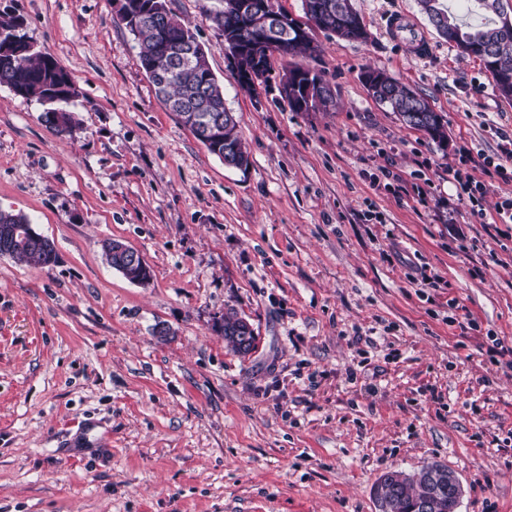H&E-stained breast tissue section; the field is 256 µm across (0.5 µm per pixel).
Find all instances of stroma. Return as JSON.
Listing matches in <instances>:
<instances>
[{"mask_svg":"<svg viewBox=\"0 0 512 512\" xmlns=\"http://www.w3.org/2000/svg\"><path fill=\"white\" fill-rule=\"evenodd\" d=\"M0 1L70 73L83 120L61 136L0 86V209L58 255L0 257V512H377L383 473L434 462L458 512H512V223L495 213L512 174L478 166L512 143V101L479 59L416 0H351L366 42L318 30L320 56L274 59L334 91L293 112L240 88L218 0H168L224 86L240 170L165 107L115 0ZM397 14L414 29L390 33ZM368 67L426 97L447 146L376 103ZM465 157L477 209L448 177ZM111 238L148 284L105 262ZM231 309L248 355L214 327ZM119 240L108 239L103 241L101 248L103 256L107 263L119 271L127 280L130 282L139 281L140 285L148 283L151 279V271L149 266L146 264L143 256L136 249L128 246L122 247V250L126 251V255L131 261L132 265L140 264L137 268H127L125 265V259L122 254L117 253L121 243L116 242ZM142 266H145L142 267Z\"/></svg>","mask_w":512,"mask_h":512,"instance_id":"obj_1","label":"stroma"}]
</instances>
